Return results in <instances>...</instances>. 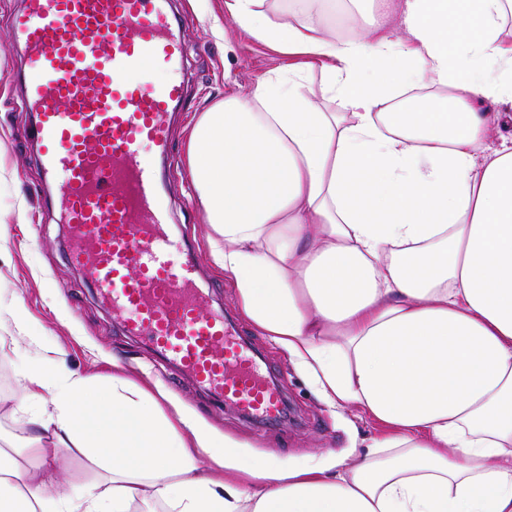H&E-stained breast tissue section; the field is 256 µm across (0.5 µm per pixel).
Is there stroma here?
Returning a JSON list of instances; mask_svg holds the SVG:
<instances>
[{
    "instance_id": "stroma-1",
    "label": "stroma",
    "mask_w": 512,
    "mask_h": 512,
    "mask_svg": "<svg viewBox=\"0 0 512 512\" xmlns=\"http://www.w3.org/2000/svg\"><path fill=\"white\" fill-rule=\"evenodd\" d=\"M22 0H0V221L8 234L0 241V337L8 343L0 351V430H25L30 403L20 381L23 369L38 361L15 331L7 306L22 305L32 317V330L46 347L61 346L67 367L108 379L113 364L147 388L173 395L186 410L234 438L283 461L301 462L332 451L364 449L382 426L353 407L330 410L312 392L279 347L258 336L240 318L223 274L209 262L207 227L202 222L186 166V123L203 112L225 91L250 90L269 70L287 60L267 45L240 31L223 18L222 32L212 28L209 0L192 11L187 0H173V9L187 46L184 74L187 93L169 126V148L162 167L175 220L170 235L176 246L172 257L193 259L201 272L200 284L210 291L209 304L224 310L237 335L261 357L266 372L286 396L288 415L261 424L224 406L190 378L166 369L163 359L135 337L125 335L97 293L89 269L74 267L68 258L69 234L58 216L65 205L62 195L46 185L37 146L23 138L32 123L14 74L21 66V51L12 20ZM30 223L17 228L18 212ZM51 478L62 486L91 483L96 470L78 452L55 449Z\"/></svg>"
}]
</instances>
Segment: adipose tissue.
I'll use <instances>...</instances> for the list:
<instances>
[{
	"instance_id": "1",
	"label": "adipose tissue",
	"mask_w": 512,
	"mask_h": 512,
	"mask_svg": "<svg viewBox=\"0 0 512 512\" xmlns=\"http://www.w3.org/2000/svg\"><path fill=\"white\" fill-rule=\"evenodd\" d=\"M263 2L223 11L291 64L189 132L210 261L325 405L386 434L353 462L278 463L125 375L25 371L53 399L0 448V512H512V145L488 143L512 126L505 0H366L343 37L324 0ZM423 82L445 101L397 111ZM49 443L103 480L45 498Z\"/></svg>"
}]
</instances>
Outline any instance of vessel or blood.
I'll use <instances>...</instances> for the list:
<instances>
[{"label":"vessel or blood","mask_w":512,"mask_h":512,"mask_svg":"<svg viewBox=\"0 0 512 512\" xmlns=\"http://www.w3.org/2000/svg\"><path fill=\"white\" fill-rule=\"evenodd\" d=\"M14 31L24 48L29 137L64 199L69 256L90 268L126 332L148 341L225 406L260 420L283 412L247 344L209 308L194 263L174 262L171 208L153 161L168 149V117L185 94L184 44L169 0H24ZM169 75L155 86L142 63Z\"/></svg>","instance_id":"obj_1"}]
</instances>
